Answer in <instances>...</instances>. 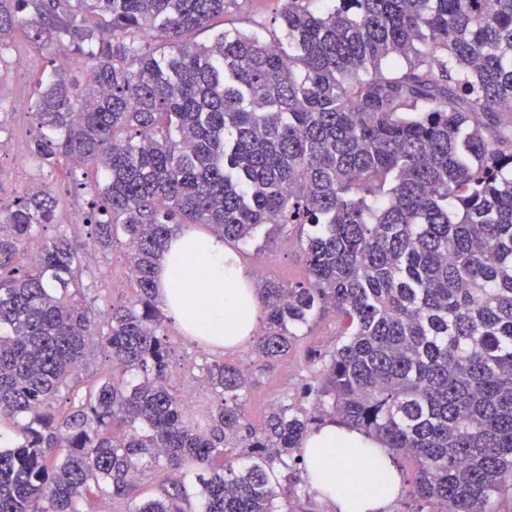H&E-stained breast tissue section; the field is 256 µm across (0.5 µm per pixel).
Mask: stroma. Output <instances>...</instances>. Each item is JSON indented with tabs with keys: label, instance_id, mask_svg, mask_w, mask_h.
<instances>
[{
	"label": "stroma",
	"instance_id": "1",
	"mask_svg": "<svg viewBox=\"0 0 512 512\" xmlns=\"http://www.w3.org/2000/svg\"><path fill=\"white\" fill-rule=\"evenodd\" d=\"M284 0H238L224 16L215 18L208 29L196 32L195 42L209 43L213 30L254 34L269 37L271 31H282L280 13ZM10 49L0 59V206L6 207L23 195V187L36 181L51 187L58 196L56 221L42 233L50 240L60 233H72L75 216L85 214L91 196L74 192L66 165L52 168L30 160V147L38 126L29 109L39 84L50 73L38 44L29 40L23 30H15L8 39ZM299 227L287 225L275 234L259 232L254 242L242 247L241 262L252 283L273 281L283 285L305 282L307 270L297 243ZM126 244H114L111 250L98 255L91 265V275L85 284L96 299L98 309L107 302L133 294L134 281L128 276ZM334 315L316 318L305 328L297 346L287 356L267 362L253 352V339H246L234 348L224 351L185 336L174 324L167 323L166 331L173 352L168 368L171 385H183L185 373L194 363L248 361L254 381L245 396L247 419L254 428H261L272 404L281 401L284 388L302 389L309 379L305 367L308 356L331 350L337 332Z\"/></svg>",
	"mask_w": 512,
	"mask_h": 512
}]
</instances>
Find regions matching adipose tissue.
Listing matches in <instances>:
<instances>
[{
  "label": "adipose tissue",
  "instance_id": "ef3b65f1",
  "mask_svg": "<svg viewBox=\"0 0 512 512\" xmlns=\"http://www.w3.org/2000/svg\"><path fill=\"white\" fill-rule=\"evenodd\" d=\"M196 275L183 281L187 259ZM160 298L182 332L211 347H233L251 335L261 302L235 252L215 236L188 230L170 240L157 268ZM303 477L331 512H392L402 485L392 454L365 433L326 423L302 441Z\"/></svg>",
  "mask_w": 512,
  "mask_h": 512
}]
</instances>
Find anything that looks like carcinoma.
Instances as JSON below:
<instances>
[{"label": "carcinoma", "mask_w": 512, "mask_h": 512, "mask_svg": "<svg viewBox=\"0 0 512 512\" xmlns=\"http://www.w3.org/2000/svg\"><path fill=\"white\" fill-rule=\"evenodd\" d=\"M236 2L0 0V55L19 28L53 64L31 156L91 187L93 249L125 241L136 283L100 314L70 236L17 265L54 190L0 208V512H288L327 409L415 463L408 512H492L512 494V0H286L293 54L187 39ZM185 224L232 248L309 227L307 283L256 288L255 351L326 313L341 331L308 361L311 405L285 389L258 433L241 364L200 368L202 424L168 382L156 274ZM92 347L120 377L83 372ZM146 468L163 493L135 505Z\"/></svg>", "instance_id": "cac0c4a2"}]
</instances>
